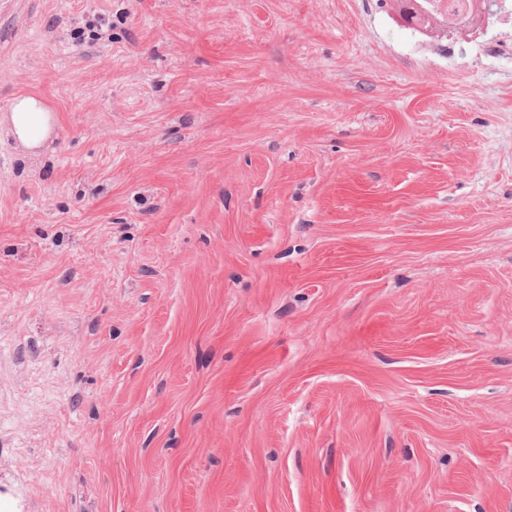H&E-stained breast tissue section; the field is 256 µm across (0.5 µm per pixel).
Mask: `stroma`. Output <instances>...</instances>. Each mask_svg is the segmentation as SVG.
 <instances>
[{"mask_svg":"<svg viewBox=\"0 0 512 512\" xmlns=\"http://www.w3.org/2000/svg\"><path fill=\"white\" fill-rule=\"evenodd\" d=\"M0 512H512V24L0 0ZM394 2L402 6L400 7V15L407 23L414 25L416 28H421L424 31H436L438 29L445 37H448V34L459 33L458 26L465 19V16H461L450 22H448V19L444 20L443 23L438 22V20H435V16L422 6V3H427L428 0H394ZM413 2L420 5V8L407 10L403 7V5ZM12 124L17 129V138L28 148H37L49 134V117L39 101L23 98L14 107Z\"/></svg>","mask_w":512,"mask_h":512,"instance_id":"stroma-1","label":"stroma"}]
</instances>
